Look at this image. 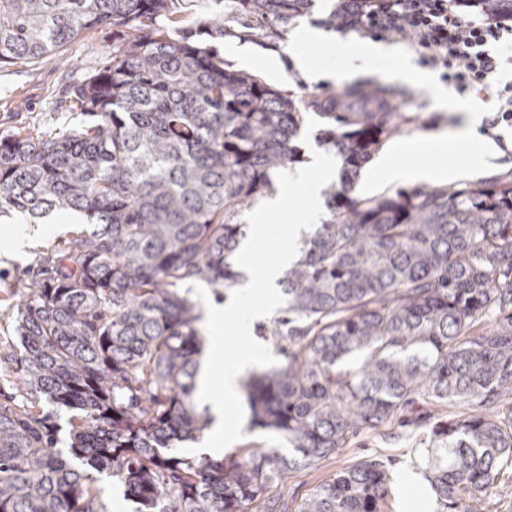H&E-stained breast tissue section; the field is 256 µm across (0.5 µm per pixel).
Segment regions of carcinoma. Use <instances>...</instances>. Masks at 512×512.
Here are the masks:
<instances>
[{
  "label": "carcinoma",
  "mask_w": 512,
  "mask_h": 512,
  "mask_svg": "<svg viewBox=\"0 0 512 512\" xmlns=\"http://www.w3.org/2000/svg\"><path fill=\"white\" fill-rule=\"evenodd\" d=\"M314 0H235L288 29ZM377 0H335L360 27ZM512 21V0H466ZM183 0H0V64L53 53L101 25L129 30L73 86L84 121L0 139V212H82L88 226L34 270L18 308L13 392H0V512H107L100 476L139 512H274L265 493L363 430L421 426L426 480L451 512L512 467V180L353 195L402 115L376 85L300 101L193 41ZM323 119L339 182L282 280L269 328L284 364L243 388L251 423L280 434L240 459L178 445L206 426L195 402L201 339L179 285L237 283L247 210L298 161L302 110ZM496 316L489 328L479 324ZM70 414L58 447L57 412ZM383 460L366 458L300 512H380Z\"/></svg>",
  "instance_id": "cac0c4a2"
}]
</instances>
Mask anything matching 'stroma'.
Here are the masks:
<instances>
[{"instance_id":"stroma-1","label":"stroma","mask_w":512,"mask_h":512,"mask_svg":"<svg viewBox=\"0 0 512 512\" xmlns=\"http://www.w3.org/2000/svg\"><path fill=\"white\" fill-rule=\"evenodd\" d=\"M331 4L329 0H316L307 15L296 19L287 29L261 27L243 12L237 11L234 0H190L191 23L195 25V42L213 45L223 51L230 43L248 44L254 48L258 61L248 71L262 81L299 98L327 95L336 92L332 81L309 82L295 69L290 58H283V74L275 78L262 65L265 57L279 52L297 35L317 29L326 32L321 42L305 44L304 52L313 67L328 72L340 62L337 40L353 39L369 42L373 36L364 30H334L327 22ZM220 18L224 21V36L212 39L205 20ZM127 31L109 25L84 32L60 50L35 61H22L0 65V137L26 127L39 133L62 132L79 125V113L67 111L70 88L98 70L114 47L122 45ZM365 83L389 88L396 111L406 121L397 134L385 137L381 149L389 151L399 139L416 132H429L440 127L456 126L460 118L451 112L433 109L431 102L420 94L390 82L383 75H368ZM450 99L465 104L471 111L483 113L481 133L498 148L493 168L482 172H466L467 149H459L454 165L464 168L463 176L453 179L455 188H465L494 177L512 178V125L500 121L496 112L497 101L493 90H474L465 94L449 90ZM61 228L50 234H40L43 221L16 212L0 214V252L9 251L14 243L15 227H23L28 239L19 259L0 262V363L11 365L19 350L13 340L17 303L29 271L35 270L50 254L62 248L73 230L78 228V217L67 214L60 218ZM430 426H406L381 432H365L344 448L319 462L291 471L285 482L272 485L267 492L277 501L282 512H299L305 499L326 480L345 470L357 460L376 456L389 464L390 495L386 512H437L438 505L418 460L420 448L427 445Z\"/></svg>"}]
</instances>
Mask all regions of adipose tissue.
<instances>
[{
	"mask_svg": "<svg viewBox=\"0 0 512 512\" xmlns=\"http://www.w3.org/2000/svg\"><path fill=\"white\" fill-rule=\"evenodd\" d=\"M393 61V79L402 85L424 94L436 108L448 109V100L428 73L420 71L404 55L396 54L394 49L380 43L346 49L343 63L331 71L330 76L336 83L353 80L360 75L374 73L386 61ZM482 117L477 112H466L462 120L453 129H440L418 133L410 137L382 156L376 170L382 182H437L457 176V169L448 164L461 143H468L472 149L470 169L487 170L497 157L494 142L484 139L478 132ZM418 155L424 157L421 165L401 164V157ZM336 174V160L332 156L317 157L313 176H296L283 181L273 198L263 201L255 211L251 224L246 229L247 249L240 253L239 266L243 279L231 292L223 305H205L204 318L210 329L206 352V361L199 372L198 394L209 406L213 423L205 437L206 450L220 455L226 448L232 447L239 438L238 430L228 428L224 423V407L238 394L240 380L247 369L257 366L263 359L258 350L243 351L232 358L222 354L225 328H233L240 335H249L254 319L271 313L278 304V298L270 287L281 278L284 270L299 254V242L307 231L306 224H292L288 227V242L280 246L276 259L270 264H257L252 249L253 242L267 240L272 236L269 219L281 212L294 189H301L309 217H316L321 201V188L325 181ZM268 285L269 290L261 301H254L253 291L256 283ZM223 380L224 395L215 397L211 392L214 380Z\"/></svg>",
	"mask_w": 512,
	"mask_h": 512,
	"instance_id": "obj_1",
	"label": "adipose tissue"
}]
</instances>
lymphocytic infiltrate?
<instances>
[{"label": "lymphocytic infiltrate", "mask_w": 512, "mask_h": 512, "mask_svg": "<svg viewBox=\"0 0 512 512\" xmlns=\"http://www.w3.org/2000/svg\"><path fill=\"white\" fill-rule=\"evenodd\" d=\"M460 0H380L363 26L398 36L423 64L437 70L458 93L487 87L499 51L512 54V28L482 15H464Z\"/></svg>", "instance_id": "1"}]
</instances>
